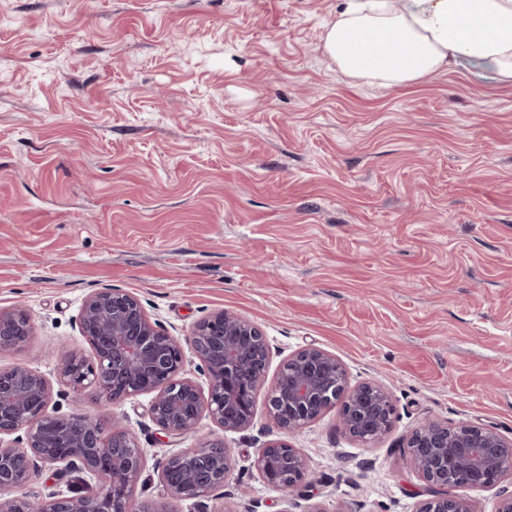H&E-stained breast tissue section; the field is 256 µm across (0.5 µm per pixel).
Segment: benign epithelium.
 I'll list each match as a JSON object with an SVG mask.
<instances>
[{
  "label": "benign epithelium",
  "mask_w": 512,
  "mask_h": 512,
  "mask_svg": "<svg viewBox=\"0 0 512 512\" xmlns=\"http://www.w3.org/2000/svg\"><path fill=\"white\" fill-rule=\"evenodd\" d=\"M30 322L21 308L0 309L1 354L14 349L16 329ZM79 329L94 360L70 352L56 366L57 382L74 393L92 387L111 404L151 394L152 420L172 439L198 432L205 415L226 432L252 424L270 348L263 330L236 312L210 313L183 343L153 321L136 296L105 288L83 301ZM186 345L208 376L206 391L186 376ZM52 399V383L39 371L23 363L0 367V512H132L144 467L134 434L110 428L89 412L62 413ZM333 402L341 406L343 430L357 441H375L392 426L395 407L385 386L348 385L343 364L317 347L288 355L266 401L283 438L267 441L254 463L264 482L286 494L311 483L308 458L284 437L318 419ZM406 448L422 479L436 489L415 512H478L452 488L485 489L512 478V437L468 421L426 419L409 433ZM41 466H54L60 475L80 473L72 495L26 491ZM160 466L163 495L198 498L224 486L231 459L223 442L202 439L171 452Z\"/></svg>",
  "instance_id": "1"
}]
</instances>
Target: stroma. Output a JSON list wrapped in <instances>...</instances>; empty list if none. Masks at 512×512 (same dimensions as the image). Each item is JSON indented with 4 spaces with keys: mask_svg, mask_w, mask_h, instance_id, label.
I'll use <instances>...</instances> for the list:
<instances>
[{
    "mask_svg": "<svg viewBox=\"0 0 512 512\" xmlns=\"http://www.w3.org/2000/svg\"><path fill=\"white\" fill-rule=\"evenodd\" d=\"M344 0H0V309L28 344L0 355L53 377L88 352L77 317L102 288L170 334L228 309L283 360L314 346L349 384L388 387L391 430L364 444L339 407L296 434L312 485L254 462L257 407L224 442L209 496L160 492L170 451L150 395L84 410L131 430L136 503L157 512H414L431 497L403 446L427 418L512 436V83L462 58L370 86L323 50Z\"/></svg>",
    "mask_w": 512,
    "mask_h": 512,
    "instance_id": "1",
    "label": "stroma"
}]
</instances>
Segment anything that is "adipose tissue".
Segmentation results:
<instances>
[{
	"label": "adipose tissue",
	"instance_id": "adipose-tissue-1",
	"mask_svg": "<svg viewBox=\"0 0 512 512\" xmlns=\"http://www.w3.org/2000/svg\"><path fill=\"white\" fill-rule=\"evenodd\" d=\"M323 48L340 72L366 84L421 80L461 58L484 61L512 83V0H437L409 13L392 0H346Z\"/></svg>",
	"mask_w": 512,
	"mask_h": 512
}]
</instances>
